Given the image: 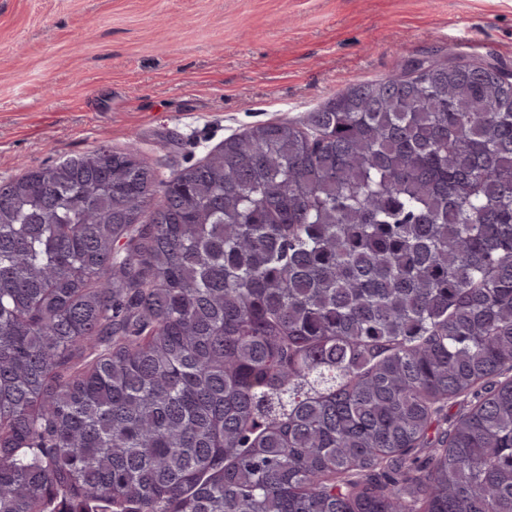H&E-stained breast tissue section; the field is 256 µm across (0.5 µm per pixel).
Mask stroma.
<instances>
[{
	"label": "stroma",
	"mask_w": 512,
	"mask_h": 512,
	"mask_svg": "<svg viewBox=\"0 0 512 512\" xmlns=\"http://www.w3.org/2000/svg\"><path fill=\"white\" fill-rule=\"evenodd\" d=\"M451 51L512 72V0H0V181L132 143L166 175Z\"/></svg>",
	"instance_id": "stroma-1"
}]
</instances>
